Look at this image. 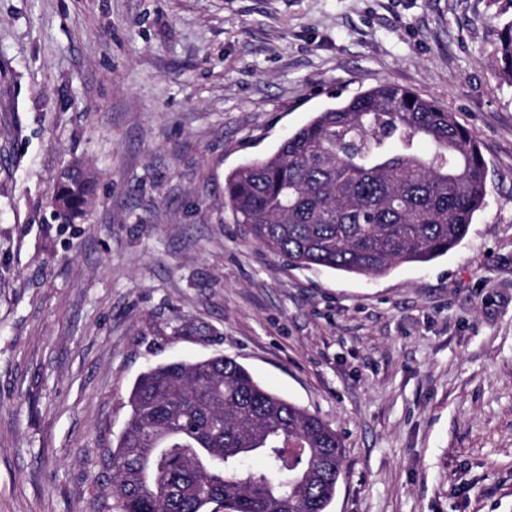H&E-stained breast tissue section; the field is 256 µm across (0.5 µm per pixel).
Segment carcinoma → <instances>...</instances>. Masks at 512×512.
<instances>
[{
    "label": "carcinoma",
    "mask_w": 512,
    "mask_h": 512,
    "mask_svg": "<svg viewBox=\"0 0 512 512\" xmlns=\"http://www.w3.org/2000/svg\"><path fill=\"white\" fill-rule=\"evenodd\" d=\"M500 52L512 81V20ZM485 172L452 113L380 80L233 170L224 193L245 234L288 266L375 276L459 245L485 205ZM94 182L72 163L58 172L62 223L86 213ZM128 406L109 451L120 512H327L336 495L340 436L234 358L152 367Z\"/></svg>",
    "instance_id": "1"
}]
</instances>
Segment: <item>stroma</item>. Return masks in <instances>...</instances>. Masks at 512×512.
<instances>
[{"label":"stroma","instance_id":"35a3bbf8","mask_svg":"<svg viewBox=\"0 0 512 512\" xmlns=\"http://www.w3.org/2000/svg\"><path fill=\"white\" fill-rule=\"evenodd\" d=\"M506 0H0V512H118L150 367L235 358L340 433L328 512H512ZM387 80L477 137L459 246L374 278L244 235L227 175ZM96 176L56 224V173Z\"/></svg>","mask_w":512,"mask_h":512}]
</instances>
